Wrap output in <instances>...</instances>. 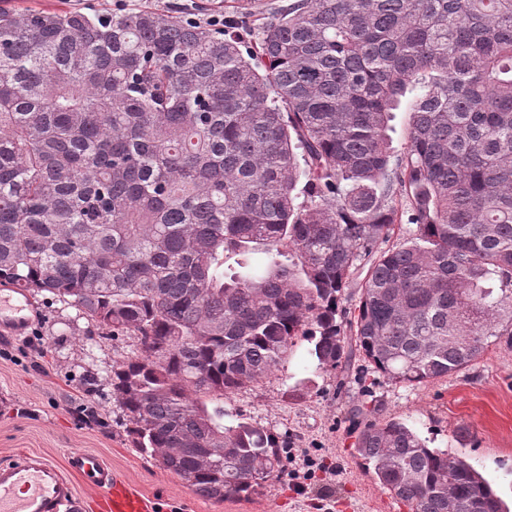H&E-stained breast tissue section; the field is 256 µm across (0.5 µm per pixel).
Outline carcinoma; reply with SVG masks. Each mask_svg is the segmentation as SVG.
<instances>
[{"label": "carcinoma", "mask_w": 512, "mask_h": 512, "mask_svg": "<svg viewBox=\"0 0 512 512\" xmlns=\"http://www.w3.org/2000/svg\"><path fill=\"white\" fill-rule=\"evenodd\" d=\"M254 244L262 271L224 268ZM2 286L137 336L111 378L133 447L206 498L258 493L282 451L224 397L298 338L334 369L348 334L408 386L512 346V0H288L256 31L227 4L222 28L0 9ZM357 452L411 512H509L401 421ZM409 123V99L405 100L398 112H394L391 122L392 131L390 132L393 139V145L400 154L407 143Z\"/></svg>", "instance_id": "obj_1"}]
</instances>
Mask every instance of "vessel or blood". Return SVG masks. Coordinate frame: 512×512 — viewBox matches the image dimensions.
Wrapping results in <instances>:
<instances>
[{
  "label": "vessel or blood",
  "instance_id": "1",
  "mask_svg": "<svg viewBox=\"0 0 512 512\" xmlns=\"http://www.w3.org/2000/svg\"><path fill=\"white\" fill-rule=\"evenodd\" d=\"M30 294L0 289V334L24 335L31 323ZM94 487L110 512H154L155 504L94 452L69 451L57 465L34 451L0 461V512H76L75 480Z\"/></svg>",
  "mask_w": 512,
  "mask_h": 512
}]
</instances>
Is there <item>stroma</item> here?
<instances>
[{"label":"stroma","mask_w":512,"mask_h":512,"mask_svg":"<svg viewBox=\"0 0 512 512\" xmlns=\"http://www.w3.org/2000/svg\"><path fill=\"white\" fill-rule=\"evenodd\" d=\"M193 0H0V7L46 11L168 7L186 13ZM32 325L25 337L0 335V461L30 450L63 463L69 450H91L143 494L184 512H409L384 492L360 458L361 422L396 419L428 447L464 456L512 500V348L489 347L468 368L420 386L368 374L369 393L353 377L363 367L321 370L309 341H298L268 378L228 395L224 410L263 427L276 443L309 452L315 476L296 492L288 475L249 497L215 501L147 461L132 447L128 424L112 398V367L135 353L137 338L99 328L76 307L48 292L31 295Z\"/></svg>","instance_id":"stroma-1"}]
</instances>
